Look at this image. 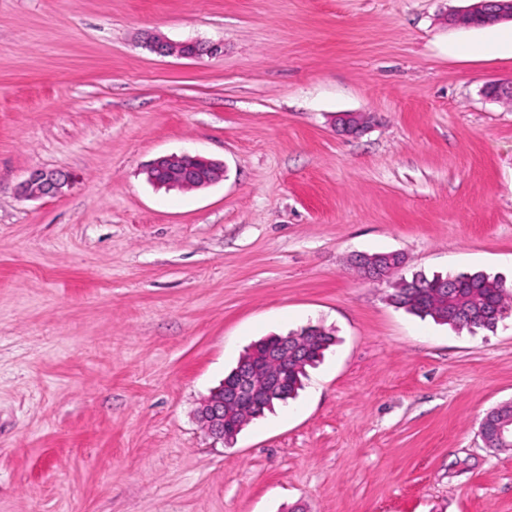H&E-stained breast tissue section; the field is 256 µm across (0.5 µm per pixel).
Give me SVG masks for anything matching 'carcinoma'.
<instances>
[{"instance_id":"1","label":"carcinoma","mask_w":512,"mask_h":512,"mask_svg":"<svg viewBox=\"0 0 512 512\" xmlns=\"http://www.w3.org/2000/svg\"><path fill=\"white\" fill-rule=\"evenodd\" d=\"M391 300L398 307L420 317L448 325L457 330L494 331L504 313L512 307V288L484 273L436 275L429 278L421 273L402 277L396 282ZM305 352V361L294 375L288 377L286 390L255 408L246 416H231L229 423L242 427L264 416L275 404L284 403L297 395L307 378V368L323 358L335 343L332 332L318 325H308L289 333Z\"/></svg>"}]
</instances>
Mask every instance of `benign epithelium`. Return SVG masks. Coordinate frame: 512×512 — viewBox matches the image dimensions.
I'll return each mask as SVG.
<instances>
[{"mask_svg": "<svg viewBox=\"0 0 512 512\" xmlns=\"http://www.w3.org/2000/svg\"><path fill=\"white\" fill-rule=\"evenodd\" d=\"M487 21H511L512 0H473L464 11L463 20L470 24L475 19ZM152 50L160 56L197 58L212 55L220 49L215 43L184 41L173 43L155 39ZM341 132L354 135L363 128V119L354 113H345L337 118ZM149 181L156 185L178 186L184 189H204L219 182L224 175L221 164L198 154L181 153L160 156L147 169ZM69 183V176L58 170L39 169L30 173L20 185V193L26 197L54 196ZM356 266L363 268L369 280H381L380 271L387 268L394 272L401 267L399 254L391 252L370 255L357 254ZM300 350L293 342L282 340L270 350L262 364L251 362L239 366L230 380L205 398L199 408V418L208 434L216 441L228 442L234 435L225 433V416L234 413L247 414L262 399L278 391L288 377V369L299 362ZM481 437H491L505 442L512 437V428L504 421L485 417L480 427Z\"/></svg>", "mask_w": 512, "mask_h": 512, "instance_id": "obj_1", "label": "benign epithelium"}]
</instances>
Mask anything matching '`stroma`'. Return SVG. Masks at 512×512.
<instances>
[{"mask_svg": "<svg viewBox=\"0 0 512 512\" xmlns=\"http://www.w3.org/2000/svg\"><path fill=\"white\" fill-rule=\"evenodd\" d=\"M469 4L0 0V512H512L480 436L512 314L454 330L352 264L512 285V104L483 94L512 44L445 24ZM185 151L223 180H147ZM36 169L70 183L24 198ZM308 324L337 343L299 396L210 437L202 399ZM151 48L160 56L197 58L203 55H212L217 53L221 47L215 43H202L199 41L173 43L167 40L154 39L151 42ZM356 267L363 268L367 273V280H381L385 276L380 271L389 268L387 273L397 271L402 264L399 254L391 252L385 254L370 255L367 253L356 254L354 257Z\"/></svg>", "mask_w": 512, "mask_h": 512, "instance_id": "35a3bbf8", "label": "stroma"}]
</instances>
